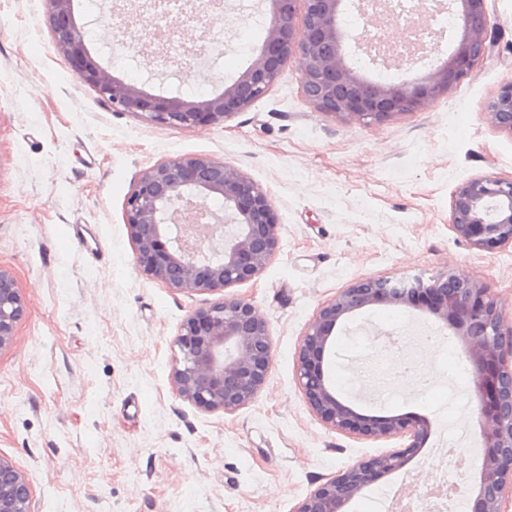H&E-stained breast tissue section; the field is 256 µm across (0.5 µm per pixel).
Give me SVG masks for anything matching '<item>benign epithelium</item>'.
<instances>
[{"mask_svg": "<svg viewBox=\"0 0 512 512\" xmlns=\"http://www.w3.org/2000/svg\"><path fill=\"white\" fill-rule=\"evenodd\" d=\"M45 21L55 48L72 74L94 89L114 112L138 114L172 127L224 123L261 99L288 62L298 65L301 94L318 112L365 124L414 112L449 92L498 45L497 27L485 0H448L459 35L449 40L448 58L435 70L402 82H380L347 62L359 51L387 65L381 52L342 23L344 0H266L269 25L251 65L208 98L145 92L112 75L91 56L73 15V0H45ZM216 0H189L197 35L159 44L161 73L191 63L215 48L211 12ZM492 126L512 134V80L488 104ZM219 196L221 213L209 211ZM125 223L137 266L166 287L208 293L246 283L262 273L279 249L272 200L236 167L215 158L176 157L142 171L125 203ZM450 228L470 247L490 252L512 246V179L492 175L462 182L454 191ZM375 305L405 307L435 316L460 341L472 371L477 434L483 450L474 480L472 512H501L512 491V326L501 317L492 289L477 278L444 267L420 275L359 280L322 305L309 322L297 351L298 385L313 413L329 429L362 439L409 440L418 449L430 421L406 413L372 417L357 413L335 394L325 373L326 351L336 326ZM24 314L13 276L0 268V349L7 346ZM180 357L174 383L184 399L210 411L232 414L249 405L264 387L273 356L267 321L248 300L233 295L197 308L176 340ZM402 451L365 459L320 484L296 512H347V506L377 479L401 470ZM31 490L24 474L0 457V512H30Z\"/></svg>", "mask_w": 512, "mask_h": 512, "instance_id": "obj_1", "label": "benign epithelium"}]
</instances>
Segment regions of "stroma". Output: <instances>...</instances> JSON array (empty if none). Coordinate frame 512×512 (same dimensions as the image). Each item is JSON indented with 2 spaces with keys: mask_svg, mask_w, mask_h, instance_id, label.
Masks as SVG:
<instances>
[{
  "mask_svg": "<svg viewBox=\"0 0 512 512\" xmlns=\"http://www.w3.org/2000/svg\"><path fill=\"white\" fill-rule=\"evenodd\" d=\"M119 0H74L92 56L153 94L208 97L258 53L262 0H224L212 71L161 77L150 54L115 50ZM499 45L449 94L366 125L315 111L289 63L268 91L223 124L186 129L112 111L55 50L43 0H0V268L26 304L0 349V456L31 489V512H296L308 493L402 439L327 429L296 379V354L321 305L352 283L445 266L486 282L512 324V247H469L449 228L452 196L474 177L512 178V134L486 106L512 80V0H486ZM177 156L224 160L270 195L280 248L231 287L267 320V382L237 412L206 411L173 381L176 339L209 294L176 292L134 262L126 198L145 168ZM437 336L438 378L424 395L378 400L361 375L365 339L387 325ZM325 371L358 413H416L431 430L405 466L348 506L370 512L389 488L430 481L438 443L476 433L471 367L441 321L374 306L335 329Z\"/></svg>",
  "mask_w": 512,
  "mask_h": 512,
  "instance_id": "stroma-1",
  "label": "stroma"
}]
</instances>
